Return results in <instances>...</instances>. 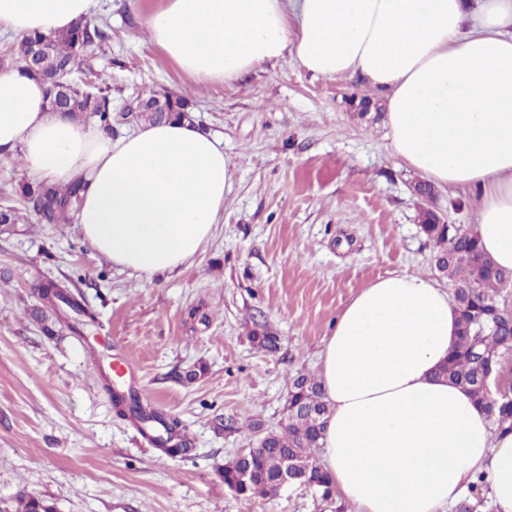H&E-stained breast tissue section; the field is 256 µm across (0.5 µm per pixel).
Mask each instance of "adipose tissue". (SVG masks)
<instances>
[{"mask_svg": "<svg viewBox=\"0 0 512 512\" xmlns=\"http://www.w3.org/2000/svg\"><path fill=\"white\" fill-rule=\"evenodd\" d=\"M96 0H0V31L53 35ZM154 44L202 83L238 80L292 54L313 76L358 77L385 102L390 146L439 187L479 202L484 251L512 270V0H166ZM46 85L0 72V158L28 175L82 180L80 233L112 264L174 272L212 236L229 164L197 124L168 121L112 139L45 109ZM459 314L421 274L363 288L320 353L330 413L321 456L355 512H451L476 474L512 512V431L440 378Z\"/></svg>", "mask_w": 512, "mask_h": 512, "instance_id": "ef3b65f1", "label": "adipose tissue"}]
</instances>
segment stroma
<instances>
[{"instance_id": "obj_1", "label": "stroma", "mask_w": 512, "mask_h": 512, "mask_svg": "<svg viewBox=\"0 0 512 512\" xmlns=\"http://www.w3.org/2000/svg\"><path fill=\"white\" fill-rule=\"evenodd\" d=\"M161 3L97 0L87 24L108 38L87 47L80 74L106 77L117 112L150 90L186 97L230 165L224 209L192 262L151 279L94 252L77 222L38 223L20 197L31 177L18 158L0 159V208L19 211L0 233V502L26 494L56 512H330L297 485L238 496L222 472L255 447L250 424L282 428L293 379L318 372L337 315L362 288L395 273L434 276L413 193L420 176L394 156L384 103L358 78H316L288 55L231 84H193L150 40L145 20ZM434 208L449 223H476L473 195L440 188ZM49 280L96 313L85 336L62 323L46 333L34 317ZM262 325L280 338L275 353L250 340ZM129 357L136 370L116 376ZM200 364L205 374L184 381ZM113 389L178 417L188 453L154 447L118 415ZM229 418L239 431H216Z\"/></svg>"}]
</instances>
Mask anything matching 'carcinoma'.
Masks as SVG:
<instances>
[{"label": "carcinoma", "mask_w": 512, "mask_h": 512, "mask_svg": "<svg viewBox=\"0 0 512 512\" xmlns=\"http://www.w3.org/2000/svg\"><path fill=\"white\" fill-rule=\"evenodd\" d=\"M105 33L91 30L86 25L54 35L33 34L25 36L17 52L18 67L33 77L47 83L46 108L49 112H63L73 118L93 119L106 133H112V101L104 89L88 91L70 79L84 48ZM46 44L58 68L57 73H47L32 65V55L40 44ZM164 112H140L136 122L157 123L163 120L193 121L187 110L188 101L183 96L165 95L161 101ZM82 183L75 181L59 187L41 182L22 187L26 208L42 224H62L70 219L72 203L81 197ZM422 231L436 248L439 256L446 257L436 270L447 278L451 287L450 297L460 313L458 342L453 353L441 366L440 374L472 393L476 404L486 410L490 399L497 401V409L490 420L493 424L512 429V388L488 393L478 382L479 365L483 362L498 364L512 352V335L504 322L508 313L499 300L501 290L512 286V271L497 268L479 246L477 230L458 226L450 232L443 224H424ZM39 299L44 310L56 313L66 306L68 327L78 333L87 328L94 316L62 286L50 281L39 289ZM251 341L259 349L274 353L280 338L263 326L251 333ZM113 404L120 415L130 417L140 424L142 432L159 428V433L148 435L150 443L160 448L189 450L190 440L182 422L175 416H166L146 409L135 392L123 396L113 393ZM296 409V414L286 419L280 431H269L260 436L261 447L250 455L244 467L226 464L224 485L236 488L244 498L275 496L278 488L275 479L283 463L294 461L295 474L301 476L299 484L314 491L321 501L333 498L334 487L328 472L316 456L322 437L323 419L328 414L322 387L312 374H300L288 392L286 410ZM491 504L485 493V481L478 477L455 512H486ZM21 512H55L54 504L41 497L22 495L17 498Z\"/></svg>", "instance_id": "1"}]
</instances>
